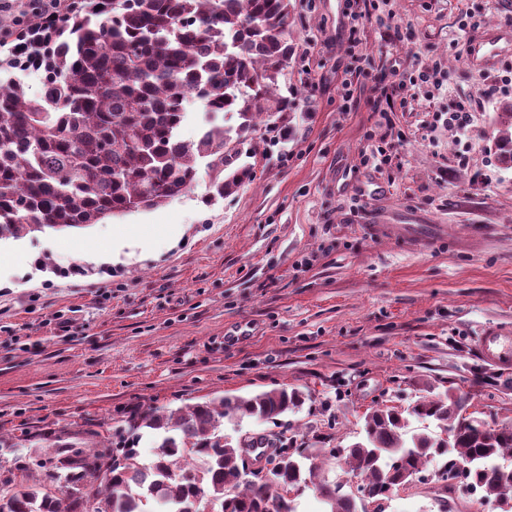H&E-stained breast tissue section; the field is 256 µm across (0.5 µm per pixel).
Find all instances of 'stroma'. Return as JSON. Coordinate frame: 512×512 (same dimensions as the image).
<instances>
[{
  "instance_id": "obj_1",
  "label": "stroma",
  "mask_w": 512,
  "mask_h": 512,
  "mask_svg": "<svg viewBox=\"0 0 512 512\" xmlns=\"http://www.w3.org/2000/svg\"><path fill=\"white\" fill-rule=\"evenodd\" d=\"M291 0L296 91L288 135L259 124L240 146L256 176L209 200L210 174L156 209L0 241L26 265L0 267V440L29 430L42 448L0 447L17 483L44 477L51 440L84 430L118 440L132 411L215 396L303 391L285 423H224L225 434L345 448L379 406L425 389L469 393L478 417L512 420V367L482 360L476 336L512 334V169L499 161L488 71L459 29L499 28L498 0ZM61 0H0V56L32 15ZM442 67L414 86L415 61ZM353 97H341L343 80ZM469 102L477 133L438 121ZM386 139L389 161L365 153ZM151 245L125 262L84 260L116 230ZM385 512H501L425 481L392 490Z\"/></svg>"
}]
</instances>
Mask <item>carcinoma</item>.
Here are the masks:
<instances>
[{
	"label": "carcinoma",
	"instance_id": "obj_1",
	"mask_svg": "<svg viewBox=\"0 0 512 512\" xmlns=\"http://www.w3.org/2000/svg\"><path fill=\"white\" fill-rule=\"evenodd\" d=\"M290 0H71L66 11L27 25V36L0 70L39 72L45 91L28 93L19 77L0 78V240L46 230L82 228L161 206L190 190L201 163L215 172L209 199L254 177L236 166L229 146L260 120H277L291 100L278 77L292 54ZM205 118L184 140L189 99ZM237 116V126L216 114ZM501 163L512 168V104L494 117ZM470 397L450 389L421 396L406 411L365 415L359 440L332 448L361 478L373 512L410 474L440 463L439 478L464 470L459 483L512 512V422L491 427L468 412ZM305 403L297 390L217 397L186 411L128 416L132 437L101 443L66 432L46 481L19 485L0 477L8 512H294L291 495L311 486L323 512H367L344 483L315 480L323 449L287 448L267 476L246 477L239 449L224 444L222 420L278 422ZM436 429L408 434L409 418ZM154 460L140 463L142 431Z\"/></svg>",
	"mask_w": 512,
	"mask_h": 512
}]
</instances>
